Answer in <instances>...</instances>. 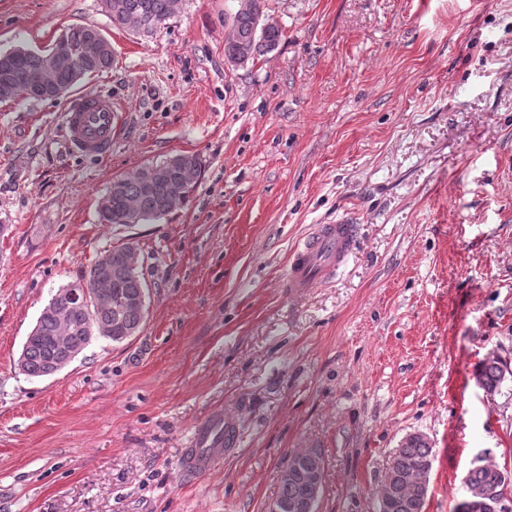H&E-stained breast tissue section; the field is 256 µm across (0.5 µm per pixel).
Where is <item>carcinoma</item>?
Wrapping results in <instances>:
<instances>
[{
    "mask_svg": "<svg viewBox=\"0 0 512 512\" xmlns=\"http://www.w3.org/2000/svg\"><path fill=\"white\" fill-rule=\"evenodd\" d=\"M171 2L103 0V6L114 26L133 33L152 34L173 18ZM263 4L264 0H257L255 9L238 10L231 15L233 36L224 45V51L243 44L249 50V59L253 60L279 44L282 31L273 25H260ZM60 45L84 55L82 79L112 67V44L101 30L94 26H75L65 30L48 48L39 51L16 49L9 53L10 62L0 61V102L20 98V94L8 88L11 72L44 68ZM169 188L167 180H159L151 187H145L141 169L114 180L113 188L107 191L100 204V223L143 224L165 218L170 214L166 207ZM142 293H149L143 267L131 268L124 262L113 265L112 283L108 288H91L89 300L72 306L67 321L58 322L50 315L38 318L42 332L27 337L22 348L24 375L44 377L52 364L65 359L63 351L52 344L53 336H64L71 344L85 349L93 340L101 338L99 329L103 326L112 328V335L107 340L113 343L120 344L135 336L146 321L148 309L130 303L125 305L123 300L133 299ZM476 379L488 391L498 393L507 379L504 363L494 353H488L478 365ZM431 461L433 448L421 435L405 439L403 446L396 449L382 478L383 497L387 495L390 485H398V492L391 496L393 502L386 512H423L428 492L424 470ZM462 483L475 500L489 503L482 512H506L505 501L508 500V490L512 489V479L504 480L498 466L490 463L477 465L466 473ZM277 499L288 504L289 512H306L303 508L307 500L306 485L299 478L282 483Z\"/></svg>",
    "mask_w": 512,
    "mask_h": 512,
    "instance_id": "obj_1",
    "label": "carcinoma"
}]
</instances>
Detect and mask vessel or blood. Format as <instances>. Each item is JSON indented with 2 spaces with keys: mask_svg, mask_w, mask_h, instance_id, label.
I'll return each instance as SVG.
<instances>
[{
  "mask_svg": "<svg viewBox=\"0 0 512 512\" xmlns=\"http://www.w3.org/2000/svg\"><path fill=\"white\" fill-rule=\"evenodd\" d=\"M117 109L110 97L99 93L79 94L70 99L64 114L62 135L74 151L104 157L112 151L118 125ZM357 238L351 217L341 216L320 224L297 246L289 262L283 287L291 297L331 277L348 260ZM234 429L213 419L201 424L194 436L195 446L182 460L186 476L206 474L224 446L231 443Z\"/></svg>",
  "mask_w": 512,
  "mask_h": 512,
  "instance_id": "vessel-or-blood-1",
  "label": "vessel or blood"
}]
</instances>
